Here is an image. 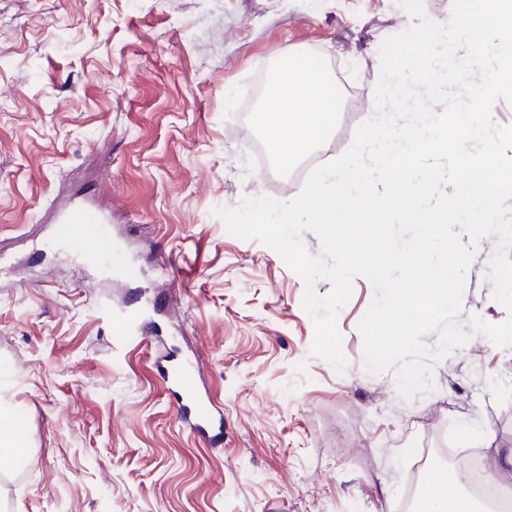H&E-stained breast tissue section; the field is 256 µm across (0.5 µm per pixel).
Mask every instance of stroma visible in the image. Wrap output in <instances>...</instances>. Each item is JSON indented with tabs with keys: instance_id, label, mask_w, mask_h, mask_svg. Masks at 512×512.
<instances>
[{
	"instance_id": "1",
	"label": "stroma",
	"mask_w": 512,
	"mask_h": 512,
	"mask_svg": "<svg viewBox=\"0 0 512 512\" xmlns=\"http://www.w3.org/2000/svg\"><path fill=\"white\" fill-rule=\"evenodd\" d=\"M401 0H0V404L30 448L0 458L6 512H402L426 448H471L511 477L512 346L481 334L403 397L374 373L362 276L337 327L347 364L312 354L306 287L215 208L293 199L371 117L379 49L416 25ZM288 50L318 55L340 109L303 160H277L260 111ZM109 202L81 241L72 203ZM482 239L454 322L500 324ZM139 308L148 340L113 325ZM200 367L224 415L210 446L158 371Z\"/></svg>"
}]
</instances>
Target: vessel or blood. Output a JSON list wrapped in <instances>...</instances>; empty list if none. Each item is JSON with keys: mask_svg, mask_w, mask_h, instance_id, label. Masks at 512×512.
<instances>
[{"mask_svg": "<svg viewBox=\"0 0 512 512\" xmlns=\"http://www.w3.org/2000/svg\"><path fill=\"white\" fill-rule=\"evenodd\" d=\"M64 224H102L106 221L103 208L79 207L63 213ZM165 382L174 396L178 420L199 439L214 443L223 436L224 422L221 410L209 394L199 390L194 366L173 362L165 368Z\"/></svg>", "mask_w": 512, "mask_h": 512, "instance_id": "1", "label": "vessel or blood"}]
</instances>
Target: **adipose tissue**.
<instances>
[{"label":"adipose tissue","instance_id":"1","mask_svg":"<svg viewBox=\"0 0 512 512\" xmlns=\"http://www.w3.org/2000/svg\"><path fill=\"white\" fill-rule=\"evenodd\" d=\"M264 125L279 159L307 156L336 121V94L317 66L288 70L265 92Z\"/></svg>","mask_w":512,"mask_h":512}]
</instances>
